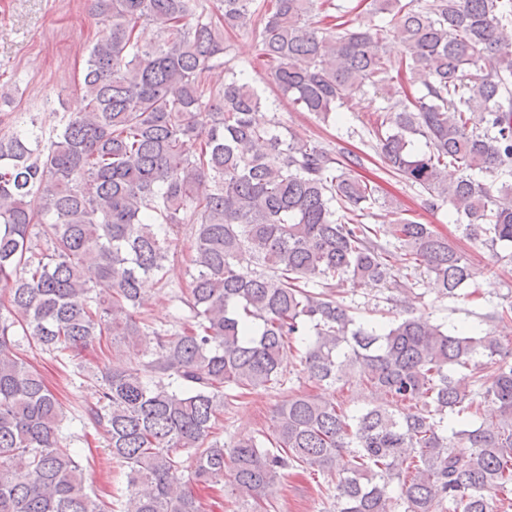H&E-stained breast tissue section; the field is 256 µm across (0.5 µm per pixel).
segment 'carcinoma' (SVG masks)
I'll use <instances>...</instances> for the list:
<instances>
[{"instance_id":"cac0c4a2","label":"carcinoma","mask_w":512,"mask_h":512,"mask_svg":"<svg viewBox=\"0 0 512 512\" xmlns=\"http://www.w3.org/2000/svg\"><path fill=\"white\" fill-rule=\"evenodd\" d=\"M88 4L108 25L82 110L47 140L34 121L0 135V512H110L85 492L62 445L63 404L17 352L21 338L64 367L96 345L115 358L118 344L153 343L149 359L101 371L87 410L128 469L123 512H201L186 449L198 484L230 469L246 512L294 463L336 481L337 512H394V482L404 512H512V362L498 333L512 303L478 315L479 328L357 319L335 286L411 288L403 271L423 267L441 297L464 300L475 268L430 224L364 223L379 185L259 122L267 100L224 46L226 32L254 33L280 97L325 123L384 93L372 130L384 169L496 258L512 245V183L484 175L512 176V0H367L359 21L333 0H221L217 14L205 0ZM144 22L159 26L157 45L141 43ZM217 72L229 78L217 85ZM183 230L193 273L172 319L194 326L171 333L136 314L143 279H164ZM289 352L314 384L356 378L379 399L352 412L290 396L271 432L221 445L224 390L283 384Z\"/></svg>"}]
</instances>
